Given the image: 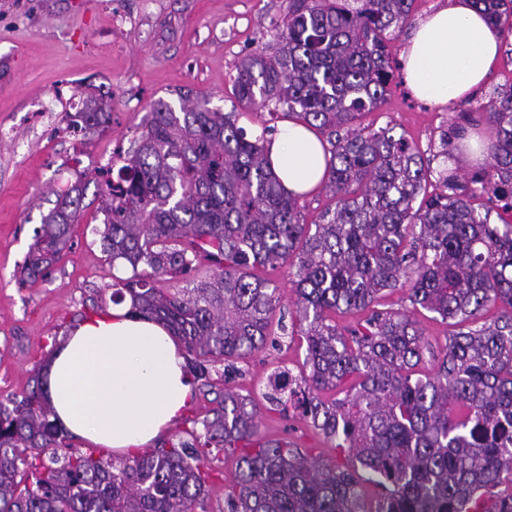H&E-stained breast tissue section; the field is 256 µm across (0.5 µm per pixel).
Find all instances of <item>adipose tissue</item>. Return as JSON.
<instances>
[{
	"label": "adipose tissue",
	"mask_w": 512,
	"mask_h": 512,
	"mask_svg": "<svg viewBox=\"0 0 512 512\" xmlns=\"http://www.w3.org/2000/svg\"><path fill=\"white\" fill-rule=\"evenodd\" d=\"M499 46L471 0H448L410 30L402 55L406 84L434 106L464 98L487 80ZM270 157L283 187L296 194L312 191L325 173L320 139L296 120L273 136ZM43 377L64 434L128 456L180 418L193 396L169 329L128 301L69 333L48 358Z\"/></svg>",
	"instance_id": "ef3b65f1"
}]
</instances>
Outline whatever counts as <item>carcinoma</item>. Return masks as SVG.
<instances>
[{
  "mask_svg": "<svg viewBox=\"0 0 512 512\" xmlns=\"http://www.w3.org/2000/svg\"><path fill=\"white\" fill-rule=\"evenodd\" d=\"M414 0H287L279 47L243 58L234 81L241 103L286 107L328 133L323 186L336 199L322 222L305 224L298 196L272 172L268 139L246 138L236 113L181 95L165 101L125 153L112 180L101 245L125 261L112 303L163 321L194 380L211 386L224 363V394L213 417L192 421L188 438L116 462L104 451L60 457L66 436L51 420L42 380L21 400L0 402V512H196L207 495L202 470L215 451L237 454L227 512H365L360 476L379 489L378 512H512V224L490 223L468 198L512 209V87L495 88L488 167L467 192L442 170L437 191L414 148L394 128L354 127L383 101L393 78L389 42ZM504 35L512 0H472ZM84 128L110 122L97 107L77 113ZM442 133L439 155L462 165ZM82 191L58 194L43 217L22 279L49 270L78 223ZM211 274L164 292L159 279L201 261ZM289 264L304 327L308 373L268 377L266 400L300 412L340 456L308 457L291 441L258 430L257 404L229 386L236 364L262 352L280 307L278 288L255 270ZM406 290L412 307L466 325L448 338L438 369L419 370L422 329L404 312L379 310L384 290ZM499 317L483 321L491 305ZM358 316L340 327L336 315ZM342 389L343 397L325 398Z\"/></svg>",
  "mask_w": 512,
  "mask_h": 512,
  "instance_id": "cac0c4a2",
  "label": "carcinoma"
}]
</instances>
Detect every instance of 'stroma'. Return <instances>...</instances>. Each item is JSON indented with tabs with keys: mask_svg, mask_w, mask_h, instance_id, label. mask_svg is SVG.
Listing matches in <instances>:
<instances>
[{
	"mask_svg": "<svg viewBox=\"0 0 512 512\" xmlns=\"http://www.w3.org/2000/svg\"><path fill=\"white\" fill-rule=\"evenodd\" d=\"M284 0H0V400L21 398L52 351L91 309L97 290L130 276L110 264L98 235L105 215L96 173L111 167L116 148H130L157 100L180 108L179 92L238 115L252 136L281 126V114L242 106L236 68L248 54L273 53ZM512 85V54L501 53L486 86L445 106L416 99L395 70L384 103L365 113L362 128L394 127L432 169H441L440 137L474 112L475 134L492 145L495 132L477 104ZM102 102L112 122L104 131L76 130L70 120L87 98ZM82 184L84 197L61 256L45 277L23 281L18 267L57 192ZM380 308L410 313L434 351L452 326L413 309L405 290L383 291ZM301 332L280 347L241 363L240 393L258 401L260 433L311 449L321 460L335 452L300 415L283 416L264 395L276 371L299 376L306 356Z\"/></svg>",
	"mask_w": 512,
	"mask_h": 512,
	"instance_id": "obj_1",
	"label": "stroma"
}]
</instances>
